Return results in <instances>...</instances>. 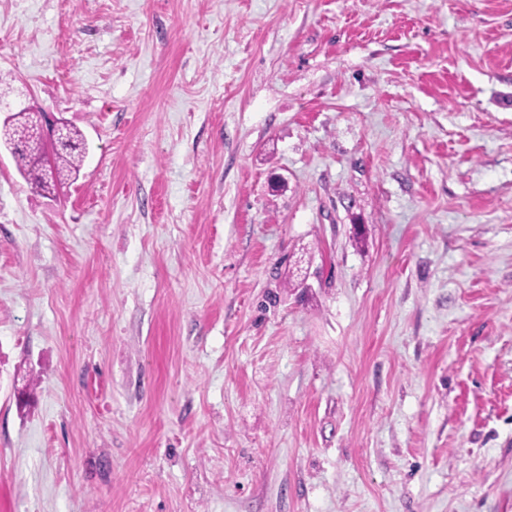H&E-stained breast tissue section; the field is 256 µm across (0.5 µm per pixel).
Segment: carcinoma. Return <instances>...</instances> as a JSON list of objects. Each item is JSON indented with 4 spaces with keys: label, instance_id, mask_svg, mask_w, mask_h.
<instances>
[{
    "label": "carcinoma",
    "instance_id": "cac0c4a2",
    "mask_svg": "<svg viewBox=\"0 0 512 512\" xmlns=\"http://www.w3.org/2000/svg\"><path fill=\"white\" fill-rule=\"evenodd\" d=\"M46 116L34 109L17 112L0 129V140L11 149L21 174L42 191L79 175L83 161V136L68 127L69 141L58 145L45 139L39 127Z\"/></svg>",
    "mask_w": 512,
    "mask_h": 512
}]
</instances>
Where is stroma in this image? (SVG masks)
Segmentation results:
<instances>
[{
	"label": "stroma",
	"mask_w": 512,
	"mask_h": 512,
	"mask_svg": "<svg viewBox=\"0 0 512 512\" xmlns=\"http://www.w3.org/2000/svg\"><path fill=\"white\" fill-rule=\"evenodd\" d=\"M0 512H512V0H0ZM43 112L33 108L17 112L12 121L0 130V140L14 157L21 174L42 191L50 192L56 184L76 179L84 161L83 136L68 127L69 141L58 145L45 139L39 132ZM48 180L53 184H49Z\"/></svg>",
	"instance_id": "35a3bbf8"
}]
</instances>
